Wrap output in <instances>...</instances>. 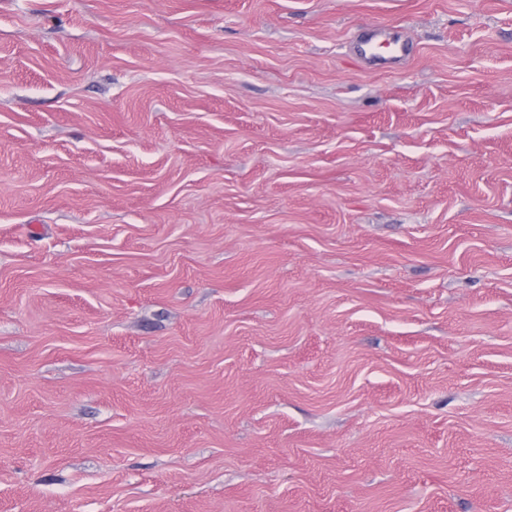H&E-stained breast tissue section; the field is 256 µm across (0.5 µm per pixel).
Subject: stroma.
<instances>
[{
	"label": "stroma",
	"mask_w": 512,
	"mask_h": 512,
	"mask_svg": "<svg viewBox=\"0 0 512 512\" xmlns=\"http://www.w3.org/2000/svg\"><path fill=\"white\" fill-rule=\"evenodd\" d=\"M0 512H512V0H0ZM390 34L389 28L374 27L362 31L354 41V51L367 68H392L401 64L412 53V45L405 38L391 40L394 51L387 58H378L373 52V46L378 38H386Z\"/></svg>",
	"instance_id": "35a3bbf8"
}]
</instances>
